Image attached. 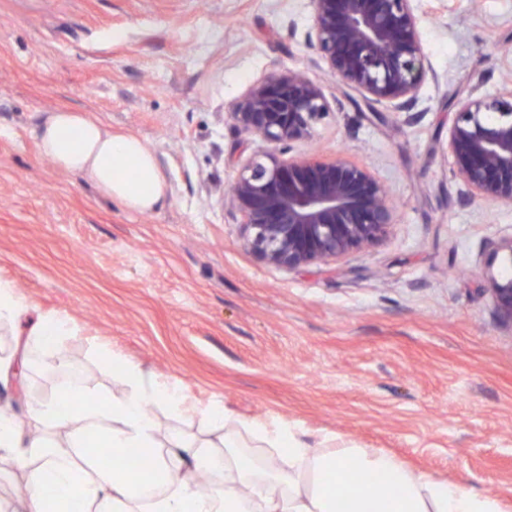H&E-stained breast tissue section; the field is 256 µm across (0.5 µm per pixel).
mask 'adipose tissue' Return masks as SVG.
<instances>
[{
	"mask_svg": "<svg viewBox=\"0 0 512 512\" xmlns=\"http://www.w3.org/2000/svg\"><path fill=\"white\" fill-rule=\"evenodd\" d=\"M43 156L77 175L127 211L162 207L167 186L155 152L132 134H115L89 113L62 107L36 128ZM128 387L99 395L79 382L62 384L34 408L40 432L24 439L23 424L0 417V451L23 477V512H45L48 502L66 498L75 512H501L498 499L418 474L402 461L366 448L337 445L312 448L286 424L241 428L226 410L199 414L204 429H222L204 442L180 432L161 448L148 412L162 404L176 414L188 407L174 385L126 367ZM254 442L280 449L277 457L245 451L242 431ZM108 448H141L153 461L150 473L114 461L100 465L87 448L88 437ZM378 475L377 483L352 492L336 507L333 481L350 467ZM220 472L224 482L203 492L192 486L195 472Z\"/></svg>",
	"mask_w": 512,
	"mask_h": 512,
	"instance_id": "ef3b65f1",
	"label": "adipose tissue"
}]
</instances>
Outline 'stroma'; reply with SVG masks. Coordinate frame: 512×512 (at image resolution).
Masks as SVG:
<instances>
[{"label":"stroma","instance_id":"obj_1","mask_svg":"<svg viewBox=\"0 0 512 512\" xmlns=\"http://www.w3.org/2000/svg\"><path fill=\"white\" fill-rule=\"evenodd\" d=\"M414 5L432 75L408 122L311 67L308 0H0V280L75 323L62 371L0 324V357L28 355L0 409L29 422L69 373L118 393L134 365L199 408L379 449L512 512V328L479 274L512 205L468 203L444 151L451 101L512 79V0ZM306 67L342 109L298 152L369 165L397 222L379 245L288 270L245 246L225 201L264 147L227 113L265 74ZM59 107L147 142L166 204L129 212L41 155L34 131Z\"/></svg>","mask_w":512,"mask_h":512}]
</instances>
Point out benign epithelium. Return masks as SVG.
Returning a JSON list of instances; mask_svg holds the SVG:
<instances>
[{
	"mask_svg": "<svg viewBox=\"0 0 512 512\" xmlns=\"http://www.w3.org/2000/svg\"><path fill=\"white\" fill-rule=\"evenodd\" d=\"M307 41L342 86L370 104L409 113L429 73L422 17L413 0H309ZM445 151L469 202L512 205V84L494 95L482 81L455 98ZM330 102L306 69L273 71L253 82L227 118L266 148L243 163L225 200L240 218L246 246L267 264L297 269L337 262L384 241L396 210L365 164L342 156L293 155ZM481 267L494 310L512 327V235L491 240Z\"/></svg>",
	"mask_w": 512,
	"mask_h": 512,
	"instance_id": "7a95c632",
	"label": "benign epithelium"
}]
</instances>
